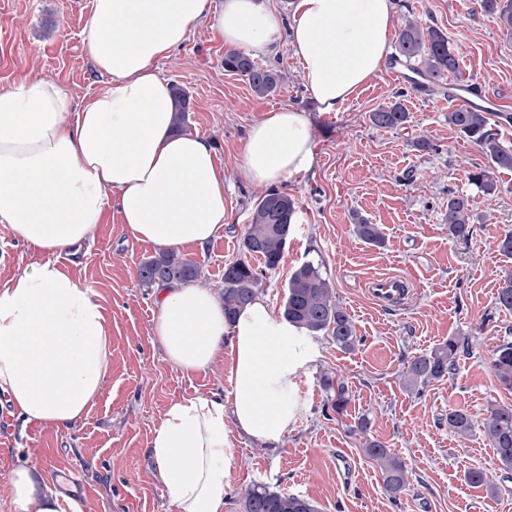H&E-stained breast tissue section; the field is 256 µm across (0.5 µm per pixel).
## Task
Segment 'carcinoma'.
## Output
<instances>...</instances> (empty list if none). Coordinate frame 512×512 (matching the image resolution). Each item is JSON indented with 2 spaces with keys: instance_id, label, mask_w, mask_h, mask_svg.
Returning <instances> with one entry per match:
<instances>
[{
  "instance_id": "cac0c4a2",
  "label": "carcinoma",
  "mask_w": 512,
  "mask_h": 512,
  "mask_svg": "<svg viewBox=\"0 0 512 512\" xmlns=\"http://www.w3.org/2000/svg\"><path fill=\"white\" fill-rule=\"evenodd\" d=\"M480 9L494 18L500 27L512 31V0H478ZM461 52L448 36L436 26H422L408 20L400 29L396 41L395 61L403 64L415 77L411 85L431 93L449 97L457 93V86L446 82L460 65ZM224 69L243 76L252 92L264 97L275 92L283 81L282 73L275 67L262 66L243 53H230L224 57ZM175 101V130L187 126V95L179 86L173 89ZM491 120L480 105L459 106L448 111V125L476 146L487 157L491 169L478 168L468 173L467 179L485 195H493L498 186L493 170L512 171V145L503 141L499 127L512 126V113L496 112ZM409 113L400 101L381 106L370 113L372 125L378 129H393L408 121ZM296 205L285 191L270 190L255 202L250 222L241 240L243 257L224 266V281L220 297L224 314L233 320L239 309L259 294L265 271L280 264L287 244L291 224L294 223ZM473 203L466 195L448 198L445 222L448 235L466 239L473 231ZM356 236L364 243L381 248L385 238L379 225L370 224L359 217L354 224ZM262 260L263 269L254 267L249 258ZM200 265L174 248L161 249L144 258L138 268L141 287L183 285L198 279ZM496 304L501 310L512 311V273L504 276L498 289ZM288 322L305 329L311 335H326L343 351H351L360 342L352 317L336 300L334 288L324 275L323 264L313 259L302 262L291 274L288 292L282 309ZM467 349L464 341L456 336L437 344L432 350L404 362L400 373L403 388L420 392L432 381H440L456 370L460 353ZM493 368L498 383L512 392V342L500 346ZM322 386L328 393L327 403L340 415L348 405L345 386L326 376ZM448 430L465 437L472 433L475 423L466 411L448 410ZM369 421L358 419L356 430L366 436L363 451L375 461L385 490L400 496L406 489L409 469L406 463L381 442L367 437ZM482 431L495 450L496 460L503 470H512V404H493L482 420ZM242 512H319L317 505L308 498L270 490L256 484L244 491L241 498Z\"/></svg>"
}]
</instances>
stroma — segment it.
Segmentation results:
<instances>
[{"mask_svg":"<svg viewBox=\"0 0 512 512\" xmlns=\"http://www.w3.org/2000/svg\"><path fill=\"white\" fill-rule=\"evenodd\" d=\"M91 2L0 0V86L48 77L78 98L102 88L105 78L94 68L83 35ZM396 2L397 21L416 18L462 44L452 82L481 87L500 111L512 113V37L475 0ZM226 53L206 20L156 64L161 76L186 92L187 129L211 140L224 178L223 231L206 250L186 246L182 252L199 263V286L220 287L225 264L241 256L239 242L261 193L239 171L246 131L268 112L300 107L313 128L315 160L309 171L281 185L296 202L295 223L283 260L267 271L261 293L280 310L294 268L318 254L360 342L345 352L330 338L313 336L314 358L297 380L296 423L275 448L235 439L224 512H241L242 493L256 483L309 498L320 512H512V470L500 469L481 431L463 440L446 422L452 408L478 423L490 405L512 404V393L499 385L492 368L498 347L512 342V312L495 303L505 273L512 271V257L497 246L512 231V172H495V194L476 193L467 174L487 167L486 157L449 126L447 97L412 89L407 77L394 76V62L339 111L328 113L308 93L286 41L259 60L288 77L263 98L243 77L225 71ZM394 100L406 108L408 122L375 129L370 113ZM422 138L432 151L417 150ZM461 193L475 200L473 232L464 240L449 237L444 220L449 195ZM359 216L381 226L384 248L354 235ZM156 251L128 233L116 207L107 209L72 271L112 327V372L95 406L67 433L22 425L0 407V512L9 509L11 472L25 462L47 474L73 470L86 487L82 512H171L146 453L151 434L170 401L226 396L231 386L226 367L186 376L152 343L155 294L139 287L137 269ZM46 259L0 224V286ZM389 274L407 279L409 290L399 302L381 305L366 284ZM451 336L468 344L454 375L418 394L405 391L399 381L404 360ZM325 375L348 387L343 415L325 412ZM363 415L371 421L364 436L352 430ZM369 437L409 465V485L400 498L384 490L375 463L364 454ZM342 457L350 464L345 474L338 468ZM474 469L488 471L496 492L468 483L466 474Z\"/></svg>","mask_w":512,"mask_h":512,"instance_id":"obj_1","label":"stroma"}]
</instances>
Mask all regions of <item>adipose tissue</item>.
I'll use <instances>...</instances> for the list:
<instances>
[{"label":"adipose tissue","instance_id":"ef3b65f1","mask_svg":"<svg viewBox=\"0 0 512 512\" xmlns=\"http://www.w3.org/2000/svg\"><path fill=\"white\" fill-rule=\"evenodd\" d=\"M396 0H296L290 19L267 0H93L84 39L105 87L82 101L50 78L0 88V224L47 254L0 287V403L23 424L71 431L111 369L100 303L61 256L91 242L109 205L139 241L205 246L224 227V181L211 141L174 129L170 82L155 68L210 18L225 46L270 53L287 35L304 84L335 112L385 67ZM311 124L300 109L248 129L240 172L268 187L308 171ZM151 334L186 375L230 363L231 401H171L148 452L174 512H224L234 436L279 446L297 418V378L314 356L304 330L255 297L234 320L211 289L155 291ZM10 512H82L40 467L16 466Z\"/></svg>","mask_w":512,"mask_h":512}]
</instances>
